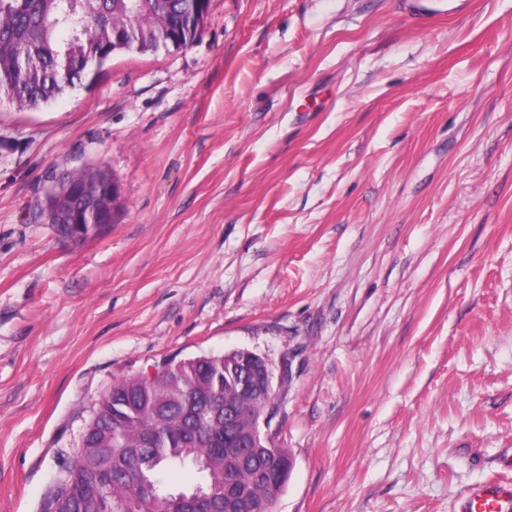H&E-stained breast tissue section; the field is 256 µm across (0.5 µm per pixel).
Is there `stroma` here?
<instances>
[{
    "instance_id": "1",
    "label": "stroma",
    "mask_w": 512,
    "mask_h": 512,
    "mask_svg": "<svg viewBox=\"0 0 512 512\" xmlns=\"http://www.w3.org/2000/svg\"><path fill=\"white\" fill-rule=\"evenodd\" d=\"M209 0L187 47L0 97V512H41L113 380L249 350L277 512H464L512 482V0ZM106 169L111 224L43 211Z\"/></svg>"
}]
</instances>
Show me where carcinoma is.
Wrapping results in <instances>:
<instances>
[{"label":"carcinoma","instance_id":"carcinoma-1","mask_svg":"<svg viewBox=\"0 0 512 512\" xmlns=\"http://www.w3.org/2000/svg\"><path fill=\"white\" fill-rule=\"evenodd\" d=\"M198 37L185 0H0V93L21 108H38L123 48L178 50ZM94 206H113L102 170L88 179L63 173L46 197L49 219L66 232ZM228 399L253 406L224 375L222 354L170 360L151 378L113 381L95 400L80 450L43 512H210L212 493L228 485L271 509L288 479L268 467L269 449L224 445L230 433L249 427L248 419L233 426L216 410ZM186 466L194 473L191 489L165 482L166 471Z\"/></svg>","mask_w":512,"mask_h":512}]
</instances>
